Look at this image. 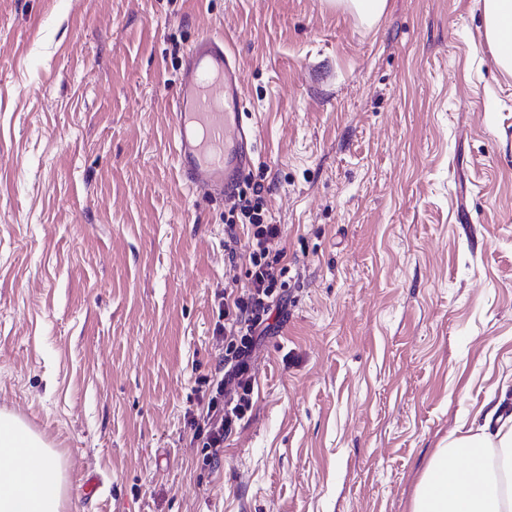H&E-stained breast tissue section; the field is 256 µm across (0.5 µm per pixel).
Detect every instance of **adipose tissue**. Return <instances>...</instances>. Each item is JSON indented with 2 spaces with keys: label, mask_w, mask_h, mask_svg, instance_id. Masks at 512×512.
<instances>
[{
  "label": "adipose tissue",
  "mask_w": 512,
  "mask_h": 512,
  "mask_svg": "<svg viewBox=\"0 0 512 512\" xmlns=\"http://www.w3.org/2000/svg\"><path fill=\"white\" fill-rule=\"evenodd\" d=\"M493 59L512 74V0H482ZM456 430L430 456L409 512H512V414ZM68 497L59 454L21 417L0 411V512H63Z\"/></svg>",
  "instance_id": "1"
}]
</instances>
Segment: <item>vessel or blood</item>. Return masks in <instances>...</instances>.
Returning a JSON list of instances; mask_svg holds the SVG:
<instances>
[{
  "label": "vessel or blood",
  "mask_w": 512,
  "mask_h": 512,
  "mask_svg": "<svg viewBox=\"0 0 512 512\" xmlns=\"http://www.w3.org/2000/svg\"><path fill=\"white\" fill-rule=\"evenodd\" d=\"M245 105L224 36L199 38L185 57L171 117L180 174L207 195L230 197L252 159L256 137Z\"/></svg>",
  "instance_id": "obj_1"
}]
</instances>
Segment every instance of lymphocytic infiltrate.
<instances>
[{"instance_id": "1", "label": "lymphocytic infiltrate", "mask_w": 512, "mask_h": 512, "mask_svg": "<svg viewBox=\"0 0 512 512\" xmlns=\"http://www.w3.org/2000/svg\"><path fill=\"white\" fill-rule=\"evenodd\" d=\"M262 187L251 196H240L236 205L239 218H228V226L243 222L249 226L248 291L224 296V339L227 343L224 365L209 381V396L196 426V438L209 459H216L224 438L242 421L252 406L253 380L249 359L255 342L270 328L272 306L282 299L287 285L288 261L284 251L271 243L282 234L280 225L268 223Z\"/></svg>"}]
</instances>
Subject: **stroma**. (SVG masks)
Masks as SVG:
<instances>
[{"instance_id": "obj_1", "label": "stroma", "mask_w": 512, "mask_h": 512, "mask_svg": "<svg viewBox=\"0 0 512 512\" xmlns=\"http://www.w3.org/2000/svg\"><path fill=\"white\" fill-rule=\"evenodd\" d=\"M230 42L288 288L215 463L190 420L247 229L181 177L169 104ZM512 409V76L481 0H0V410L67 512H408L432 451ZM101 480L86 498L81 479ZM327 3L353 13L367 25L377 22L387 6V0H328Z\"/></svg>"}]
</instances>
